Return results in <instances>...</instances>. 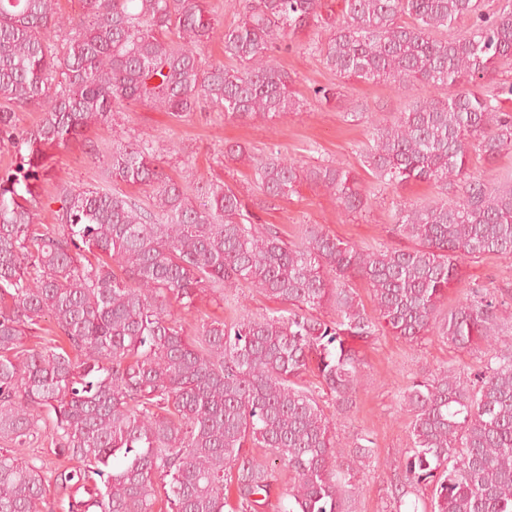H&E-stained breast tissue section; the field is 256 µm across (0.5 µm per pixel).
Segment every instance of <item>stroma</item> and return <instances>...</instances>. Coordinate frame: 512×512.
I'll use <instances>...</instances> for the list:
<instances>
[{
  "label": "stroma",
  "instance_id": "stroma-1",
  "mask_svg": "<svg viewBox=\"0 0 512 512\" xmlns=\"http://www.w3.org/2000/svg\"><path fill=\"white\" fill-rule=\"evenodd\" d=\"M311 37L308 31L298 34L293 49L277 57L294 87L304 94L336 81L318 57L307 51ZM433 94L432 88L418 82L401 89L354 82L344 88L340 101L322 106L313 103L303 111L273 121L260 118L228 121L210 108L180 121L146 105L116 112L109 125L88 133L89 139L99 146L97 157H90L79 145L56 156L49 176L42 183L38 220L45 225L54 224L55 212L61 206L57 199L59 185L66 184L74 189L111 188L112 176L106 158L116 138L132 141L143 137L154 141L160 149L161 168L175 179L198 182L218 178L245 193L250 189L247 177L251 157L272 150L302 163L325 159L360 168L362 148L367 140V116L389 119L407 102ZM353 111L363 113V120L347 121V113ZM228 143L245 146L250 159L225 160L224 146ZM437 197V189L427 183L403 187L381 185L374 190L370 208L347 214L338 207L330 192L304 183L297 194L270 204L261 211L260 217L263 223L276 225L288 239L294 238L301 225L320 224L341 239L364 248H375L400 242L393 232L392 215L397 201L429 202ZM476 286L512 296V258L486 255L465 261L461 281L448 292L447 307H454ZM238 304L257 315L278 306L276 300L253 288L240 290L232 303L207 292L198 300L197 311L186 313L185 318L192 327L198 313L226 318ZM484 351L485 345L481 342L469 349L454 350L432 337L416 344L391 335L380 336L374 344L363 347L364 364L356 406L350 417L336 421L337 441L343 443L365 435L375 442V455L370 465L354 478L356 490L348 504L350 512H410L412 497H405L399 505L391 494L392 484L401 477L396 460L409 443L408 417L400 408L398 394L415 378L436 373L448 365L473 372L479 368Z\"/></svg>",
  "mask_w": 512,
  "mask_h": 512
}]
</instances>
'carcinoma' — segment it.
Returning a JSON list of instances; mask_svg holds the SVG:
<instances>
[{
    "label": "carcinoma",
    "instance_id": "1",
    "mask_svg": "<svg viewBox=\"0 0 512 512\" xmlns=\"http://www.w3.org/2000/svg\"><path fill=\"white\" fill-rule=\"evenodd\" d=\"M78 3L70 15L60 0H0V151L15 158L0 174V512H41L52 490L68 512H155L158 485L169 512H264L277 465L288 512H345L374 442L340 444L333 419L356 404L352 342L382 332L489 346L478 372L444 368L400 395L410 445L395 501L424 485L430 501L413 512H512V305L481 287L443 309L464 260L512 256V178L469 171L473 152L512 153V84L483 90L512 66V0L492 13L481 0H342L336 17L322 0H245L228 26L208 0ZM309 29L308 50L340 80L313 88L320 104L350 80L438 93L369 120L363 163L377 183L440 189L396 207L408 245L365 249L319 224L288 241L259 222L254 209L304 181L347 213L365 209L371 192L352 167L272 150L253 160V198L210 180L192 199L147 139L113 144L109 168L151 188L148 201L62 185L56 224L37 222L55 154L130 104L178 120L204 106L232 121L300 111L275 53ZM217 37L224 63L204 57ZM31 106L42 118L26 128ZM243 286L281 307L188 332L178 311ZM46 317L66 346L26 345Z\"/></svg>",
    "mask_w": 512,
    "mask_h": 512
}]
</instances>
